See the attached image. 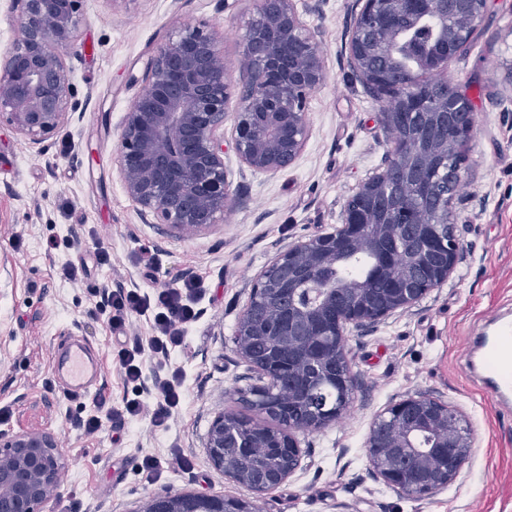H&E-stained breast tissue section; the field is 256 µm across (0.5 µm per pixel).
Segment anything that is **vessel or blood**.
Masks as SVG:
<instances>
[{"mask_svg":"<svg viewBox=\"0 0 512 512\" xmlns=\"http://www.w3.org/2000/svg\"><path fill=\"white\" fill-rule=\"evenodd\" d=\"M472 377L504 411L512 410V318L496 315L489 327L470 336L466 353ZM54 379L64 393L87 396L96 389L103 359L84 340L67 336L52 359Z\"/></svg>","mask_w":512,"mask_h":512,"instance_id":"1","label":"vessel or blood"}]
</instances>
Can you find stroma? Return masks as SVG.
Wrapping results in <instances>:
<instances>
[{
	"label": "stroma",
	"instance_id": "stroma-1",
	"mask_svg": "<svg viewBox=\"0 0 512 512\" xmlns=\"http://www.w3.org/2000/svg\"><path fill=\"white\" fill-rule=\"evenodd\" d=\"M255 11V0H82L65 57L74 84L68 122L40 152L0 123V406L12 409L7 430L54 433L67 460L59 497L79 499L83 512H144L154 498L187 492L246 498L257 512H512V414L479 389L463 358L469 336L494 314L512 311V0H488L482 29L445 71L478 120L452 204L463 243L454 279L411 310L351 333L358 380L351 407L329 426L300 433L305 457L280 487L253 494L210 461L215 417L258 382L232 342L256 277L289 245L333 231L347 199L393 148L346 49L356 2L324 0L321 11L301 14L317 35L326 78L309 99L310 137L300 157L272 177L243 168L226 149L238 203L223 223L179 233L140 216L119 179L115 148L147 58L181 26L206 21L240 89ZM92 237L107 247L109 264L86 247ZM68 263L85 267L81 281L63 277ZM187 276L200 278L205 295L200 317L171 355L185 376L182 408L164 427L128 417L84 434L74 420L95 400L64 398L51 372L53 347L64 334L83 336L104 359V394L120 405L127 386L118 345L151 335V323L136 317L125 331L112 330L95 310L92 289L150 293ZM415 392L455 405L474 438L457 482L425 500L375 480L364 447L378 413ZM179 454L192 458L194 471L178 467ZM144 455L163 465V479L152 486L135 474Z\"/></svg>",
	"mask_w": 512,
	"mask_h": 512
}]
</instances>
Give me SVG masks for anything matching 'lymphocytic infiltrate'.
<instances>
[{
  "label": "lymphocytic infiltrate",
  "instance_id": "lymphocytic-infiltrate-1",
  "mask_svg": "<svg viewBox=\"0 0 512 512\" xmlns=\"http://www.w3.org/2000/svg\"><path fill=\"white\" fill-rule=\"evenodd\" d=\"M202 291L199 280L189 279L152 295L125 288L105 292L100 311L106 314L111 328L122 329L132 317L145 316L152 320L155 333L118 350L116 358L131 394L118 408L113 407L110 398H97L94 411L78 420L85 433H96L106 422L127 416L145 415L153 426L160 427L179 410L183 401L182 375L179 370L169 369L168 359L173 350L182 346L187 326L196 321ZM148 364L155 371L149 381L144 378V367ZM149 384L154 387V402L150 405L141 398Z\"/></svg>",
  "mask_w": 512,
  "mask_h": 512
}]
</instances>
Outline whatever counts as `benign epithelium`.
I'll return each mask as SVG.
<instances>
[{
	"mask_svg": "<svg viewBox=\"0 0 512 512\" xmlns=\"http://www.w3.org/2000/svg\"><path fill=\"white\" fill-rule=\"evenodd\" d=\"M249 23L246 52L251 57L245 88L230 105L231 79L218 34L201 21L181 27L146 60L144 85L125 113L116 147L118 173L128 197L155 224L194 232L224 222L236 203L224 166V142L231 140L239 161L253 171L271 175L292 165L310 136L307 104L323 84L325 68L316 35L302 21L296 0H256ZM363 5L348 33L351 63L361 79L400 89L405 104L414 99L421 73H441L453 56H429L418 72L399 76L387 69L389 47H379L360 34L363 21L377 10L393 21L407 16L450 17L448 42L463 51L482 28L487 0H361ZM17 35L0 65V119L39 145L69 117L73 87L65 64L78 24L81 0H13ZM444 108L456 118L437 128L438 152L456 159L448 172L450 184L461 181L466 148L476 128L468 97L455 87ZM431 112H383L384 129L415 122L422 135L431 134ZM412 146L394 140L382 170L348 198L341 224L302 240L276 256L259 275L255 292L293 294L284 312L269 318L279 330L262 362H256L249 336L255 315H240L236 353L273 381L269 368L283 360L308 359L323 374L336 378L344 396L336 416L354 399L357 380L347 348L348 333L367 330L397 312L419 303L448 284L463 246L457 230L447 235L438 224H402L398 212L385 224L365 223L355 198H374L401 189L407 180ZM411 237L415 252L392 274L393 260L384 244ZM355 252L369 254L374 265L355 287L323 281L326 269ZM321 283L312 295L295 288L294 272ZM237 402L257 414H279L277 425L243 431L240 414L229 409L212 423L207 453L214 465L236 483L262 494L290 478L301 466L297 434L320 430L335 416L313 420L283 414L280 402L260 387ZM275 444L279 464L265 479L225 462L227 448H267ZM369 470L386 486L413 500L430 498L454 484L473 448V434L461 412L449 402L417 392L386 406L373 421L365 441ZM63 454L47 429L0 431V512H44L59 494ZM145 512H253L252 503L237 497L200 493L155 498Z\"/></svg>",
	"mask_w": 512,
	"mask_h": 512,
	"instance_id": "obj_1",
	"label": "benign epithelium"
}]
</instances>
